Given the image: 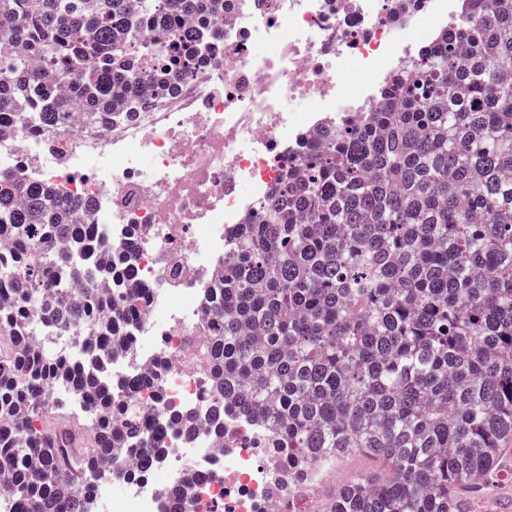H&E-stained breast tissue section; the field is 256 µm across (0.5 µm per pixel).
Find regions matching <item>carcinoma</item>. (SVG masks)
Masks as SVG:
<instances>
[{
  "mask_svg": "<svg viewBox=\"0 0 512 512\" xmlns=\"http://www.w3.org/2000/svg\"><path fill=\"white\" fill-rule=\"evenodd\" d=\"M458 24L392 72L372 112L336 121L241 225L209 289L204 358L218 419L262 428L299 487L342 458L384 463L329 491L326 512H470L461 488L498 477L512 452V0H460ZM224 24V0H0V120L105 129L132 91L172 92ZM149 29L168 36L149 45ZM154 59V73L140 55ZM56 187L0 171V495L17 512H83L101 464L156 444L194 411L138 422L154 372L100 377L37 340L75 329L121 357L145 302L134 255ZM68 377L76 427L47 431ZM168 512H192L179 489Z\"/></svg>",
  "mask_w": 512,
  "mask_h": 512,
  "instance_id": "carcinoma-1",
  "label": "carcinoma"
}]
</instances>
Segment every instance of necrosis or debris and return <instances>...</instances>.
<instances>
[{
  "label": "necrosis or debris",
  "instance_id": "obj_1",
  "mask_svg": "<svg viewBox=\"0 0 512 512\" xmlns=\"http://www.w3.org/2000/svg\"><path fill=\"white\" fill-rule=\"evenodd\" d=\"M456 0H224L218 62L196 64L173 93L136 97V115L102 131L36 130L0 123V168L87 203L86 221L135 242L137 285L150 294L132 355L98 362L113 379L150 367L147 418L202 410L206 330L202 296L224 266L239 224L297 161L309 135L375 109L386 76L415 47L457 21ZM156 473H102L85 512H163L167 486L186 473L193 512H281L286 473L260 430L224 419V437L166 431Z\"/></svg>",
  "mask_w": 512,
  "mask_h": 512
}]
</instances>
